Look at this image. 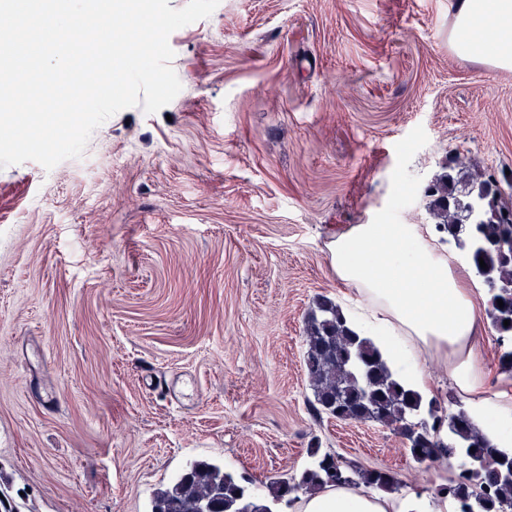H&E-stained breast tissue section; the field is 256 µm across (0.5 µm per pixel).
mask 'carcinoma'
I'll return each mask as SVG.
<instances>
[{
  "instance_id": "1",
  "label": "carcinoma",
  "mask_w": 512,
  "mask_h": 512,
  "mask_svg": "<svg viewBox=\"0 0 512 512\" xmlns=\"http://www.w3.org/2000/svg\"><path fill=\"white\" fill-rule=\"evenodd\" d=\"M435 231L468 250L474 275L487 289V311L498 344L512 342V184L504 190L494 175L472 183L448 175L424 189ZM484 259L487 268L480 267ZM503 301L504 307L498 306ZM305 367L314 384L317 412L344 421H373L409 441L419 464L457 456V471L435 489L453 501L455 512H512V456L499 452L460 408L439 413L433 400L398 383L377 349L353 330L341 307L323 297L305 324ZM448 431V440L441 437ZM311 462L300 474L277 478L260 495L253 480L236 477L214 463L200 461L153 497L151 512H276L301 493L326 487H358L382 492L401 488L388 469H362L342 457L310 449Z\"/></svg>"
}]
</instances>
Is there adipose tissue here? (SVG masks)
<instances>
[{"mask_svg":"<svg viewBox=\"0 0 512 512\" xmlns=\"http://www.w3.org/2000/svg\"><path fill=\"white\" fill-rule=\"evenodd\" d=\"M454 44L462 55L512 68V0H456ZM337 278L357 295L351 325L378 349L393 378L426 391L425 355L448 364V374L477 428L512 455V396L482 392L473 341L482 329L474 297L417 224H357L329 248ZM435 495L404 497L331 487L303 496L297 512H447Z\"/></svg>","mask_w":512,"mask_h":512,"instance_id":"1","label":"adipose tissue"}]
</instances>
